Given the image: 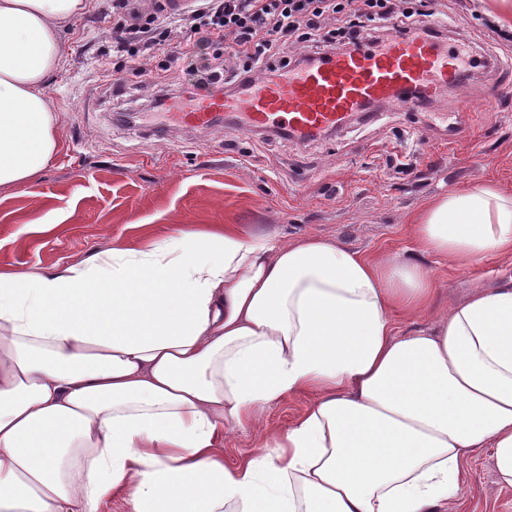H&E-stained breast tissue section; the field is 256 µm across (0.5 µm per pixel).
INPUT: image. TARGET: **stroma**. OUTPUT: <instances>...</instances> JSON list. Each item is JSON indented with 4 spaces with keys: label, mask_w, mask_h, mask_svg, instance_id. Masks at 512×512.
<instances>
[{
    "label": "stroma",
    "mask_w": 512,
    "mask_h": 512,
    "mask_svg": "<svg viewBox=\"0 0 512 512\" xmlns=\"http://www.w3.org/2000/svg\"><path fill=\"white\" fill-rule=\"evenodd\" d=\"M493 0H439L449 42L512 62L489 16ZM111 17L101 0L62 32L63 62L46 94L60 118L61 152L39 178L0 193V270L65 266L117 243L138 244L211 224L249 233L338 240L375 259L419 251L439 287L434 309L396 317L398 335L435 327L474 285L512 277L495 255L467 268L423 251L412 220L437 196L484 182L512 195V77L495 86L476 69L433 107L469 104L460 132L440 137L426 112H379L366 122L300 143L246 132L233 120L209 132L119 121L145 107L152 89L113 57ZM123 77L124 88L112 84ZM412 163L396 173L392 161ZM465 486L448 512H512V488L496 483L488 451L464 464Z\"/></svg>",
    "instance_id": "35a3bbf8"
}]
</instances>
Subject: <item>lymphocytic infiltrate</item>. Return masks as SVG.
Masks as SVG:
<instances>
[{
	"mask_svg": "<svg viewBox=\"0 0 512 512\" xmlns=\"http://www.w3.org/2000/svg\"><path fill=\"white\" fill-rule=\"evenodd\" d=\"M112 51L130 59L140 75L161 71L151 109L168 110L178 97L182 69L204 91L241 90L259 75L271 77L330 48L358 46L363 34L382 42L424 25L432 0H203L179 17L160 4L137 8L112 0ZM205 63H198L200 51Z\"/></svg>",
	"mask_w": 512,
	"mask_h": 512,
	"instance_id": "1",
	"label": "lymphocytic infiltrate"
}]
</instances>
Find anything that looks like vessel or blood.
Here are the masks:
<instances>
[{
  "instance_id": "vessel-or-blood-1",
  "label": "vessel or blood",
  "mask_w": 512,
  "mask_h": 512,
  "mask_svg": "<svg viewBox=\"0 0 512 512\" xmlns=\"http://www.w3.org/2000/svg\"><path fill=\"white\" fill-rule=\"evenodd\" d=\"M470 70L454 44L417 28L328 49L315 60L261 77L243 93L185 94L174 103L179 127L207 130L218 114L239 120L244 131L285 129L297 138L348 125L365 108L417 112L441 91L463 86Z\"/></svg>"
}]
</instances>
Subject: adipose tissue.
<instances>
[{"label": "adipose tissue", "instance_id": "ef3b65f1", "mask_svg": "<svg viewBox=\"0 0 512 512\" xmlns=\"http://www.w3.org/2000/svg\"><path fill=\"white\" fill-rule=\"evenodd\" d=\"M87 0H0V191L58 155L46 95L62 29ZM458 267L512 257V195L436 197L415 219ZM414 259H370L316 236L235 224L0 271V512H447L487 448L512 487V279L475 286L433 330ZM309 408L285 431L262 407ZM260 453L229 467L226 425ZM308 395H297L270 404L262 410V419L266 426L273 431H285L310 404Z\"/></svg>", "mask_w": 512, "mask_h": 512}]
</instances>
